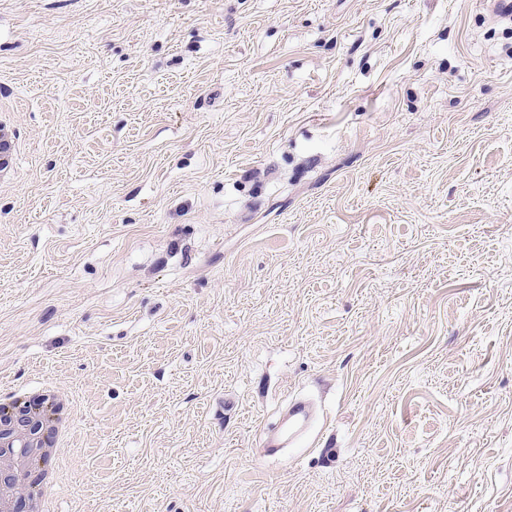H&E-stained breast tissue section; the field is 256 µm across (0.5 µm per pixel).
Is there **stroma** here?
I'll return each mask as SVG.
<instances>
[{"label":"stroma","instance_id":"1","mask_svg":"<svg viewBox=\"0 0 512 512\" xmlns=\"http://www.w3.org/2000/svg\"><path fill=\"white\" fill-rule=\"evenodd\" d=\"M0 112V380L75 398L55 512H512L490 0H0ZM313 409L310 402L304 398L288 401L277 428L269 431L262 430L260 447L266 457H274L302 438L311 428Z\"/></svg>","mask_w":512,"mask_h":512}]
</instances>
